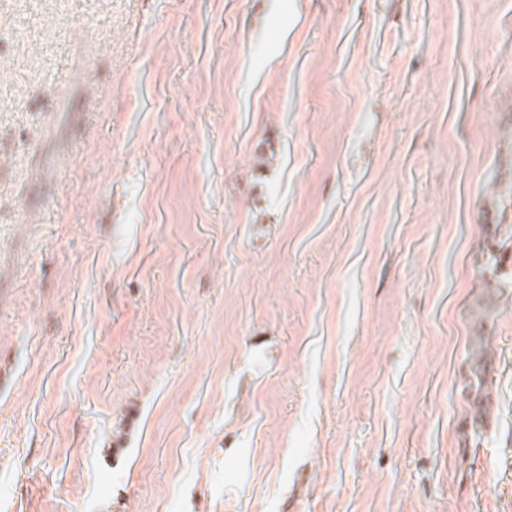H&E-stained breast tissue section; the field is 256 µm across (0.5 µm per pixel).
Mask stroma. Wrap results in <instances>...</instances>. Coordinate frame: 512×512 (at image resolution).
Listing matches in <instances>:
<instances>
[{
  "label": "stroma",
  "mask_w": 512,
  "mask_h": 512,
  "mask_svg": "<svg viewBox=\"0 0 512 512\" xmlns=\"http://www.w3.org/2000/svg\"><path fill=\"white\" fill-rule=\"evenodd\" d=\"M511 182L512 0H0V512H512Z\"/></svg>",
  "instance_id": "obj_1"
}]
</instances>
